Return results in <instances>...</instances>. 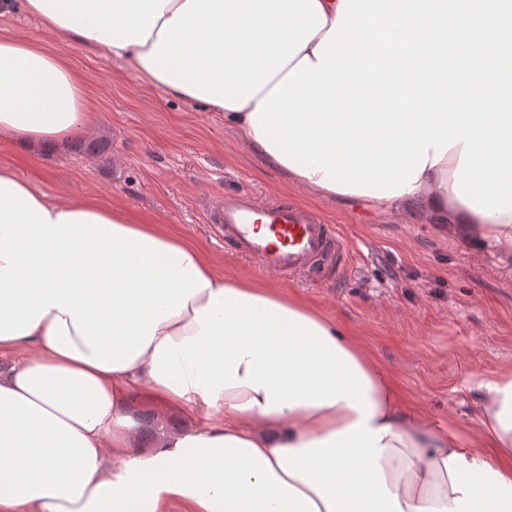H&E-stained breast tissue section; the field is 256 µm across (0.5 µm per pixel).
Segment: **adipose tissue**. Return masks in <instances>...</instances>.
<instances>
[{
  "mask_svg": "<svg viewBox=\"0 0 512 512\" xmlns=\"http://www.w3.org/2000/svg\"><path fill=\"white\" fill-rule=\"evenodd\" d=\"M340 0H0L223 119L255 156L251 115L337 17ZM83 80L31 38L0 39V137L87 127ZM461 146L413 191L476 249L512 254V213L453 188ZM0 512H512V368L478 380L460 434L406 405L333 320L230 280L188 240L92 198L47 196L0 168ZM151 391L181 427L139 445Z\"/></svg>",
  "mask_w": 512,
  "mask_h": 512,
  "instance_id": "obj_1",
  "label": "adipose tissue"
}]
</instances>
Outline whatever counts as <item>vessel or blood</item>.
<instances>
[{
    "label": "vessel or blood",
    "instance_id": "1",
    "mask_svg": "<svg viewBox=\"0 0 512 512\" xmlns=\"http://www.w3.org/2000/svg\"><path fill=\"white\" fill-rule=\"evenodd\" d=\"M205 220L264 273L287 278L312 274L320 261L335 264L340 272L346 267L349 249L343 232L307 205L260 203L241 193L209 203Z\"/></svg>",
    "mask_w": 512,
    "mask_h": 512
}]
</instances>
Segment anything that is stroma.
<instances>
[{
    "label": "stroma",
    "instance_id": "35a3bbf8",
    "mask_svg": "<svg viewBox=\"0 0 512 512\" xmlns=\"http://www.w3.org/2000/svg\"><path fill=\"white\" fill-rule=\"evenodd\" d=\"M13 36L64 54L98 121L63 143L0 140V167L51 197L91 196L173 227L225 277L279 288L354 333L411 407L449 429L477 430L476 381L512 368V255L474 251L417 209L382 214L358 200L317 198L252 155L223 120L166 98L104 53L45 33L24 12L0 15V39ZM242 192L313 207L341 226L350 265L331 280L261 273L204 221L206 202Z\"/></svg>",
    "mask_w": 512,
    "mask_h": 512
}]
</instances>
